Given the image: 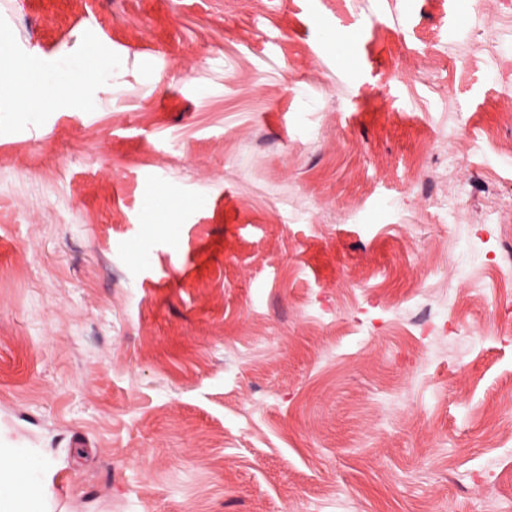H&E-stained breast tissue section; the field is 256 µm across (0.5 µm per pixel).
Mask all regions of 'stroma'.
I'll use <instances>...</instances> for the list:
<instances>
[{
  "instance_id": "1",
  "label": "stroma",
  "mask_w": 512,
  "mask_h": 512,
  "mask_svg": "<svg viewBox=\"0 0 512 512\" xmlns=\"http://www.w3.org/2000/svg\"><path fill=\"white\" fill-rule=\"evenodd\" d=\"M459 2L0 0V69L100 74L0 116L54 512H512V0Z\"/></svg>"
}]
</instances>
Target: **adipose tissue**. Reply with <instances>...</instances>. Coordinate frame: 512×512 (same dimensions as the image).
I'll list each match as a JSON object with an SVG mask.
<instances>
[{"label":"adipose tissue","instance_id":"obj_1","mask_svg":"<svg viewBox=\"0 0 512 512\" xmlns=\"http://www.w3.org/2000/svg\"><path fill=\"white\" fill-rule=\"evenodd\" d=\"M26 83L24 74L0 73V112L38 110L49 101L90 106L88 81H58L49 97L23 98L20 90ZM53 472L32 468L21 449L0 445V512H47L52 498Z\"/></svg>","mask_w":512,"mask_h":512}]
</instances>
